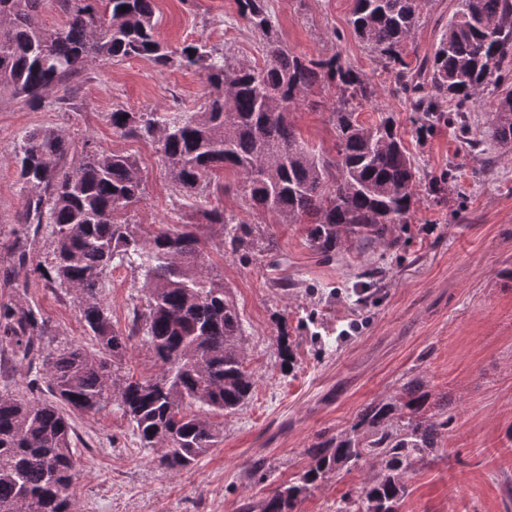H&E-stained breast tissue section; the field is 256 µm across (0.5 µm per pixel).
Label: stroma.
I'll return each mask as SVG.
<instances>
[{
	"label": "stroma",
	"instance_id": "35a3bbf8",
	"mask_svg": "<svg viewBox=\"0 0 512 512\" xmlns=\"http://www.w3.org/2000/svg\"><path fill=\"white\" fill-rule=\"evenodd\" d=\"M158 32L172 47L199 42L229 47L234 60H259V37L236 13L234 0H155ZM283 43L294 53L339 55L375 85V103L362 122L410 112L393 93L391 75L351 35L353 0H268ZM208 89L196 70L156 67L144 59L100 62L68 83L49 88L41 105L0 100V264L10 262L14 238H37L11 279L0 278V304L26 303L56 329L58 345L92 347L72 296L44 287L30 271L50 245L47 226L24 221L25 194L14 151L28 131L53 128L70 143L77 161L85 142L136 158L144 198L127 214L143 237L193 225L206 242L212 273L224 279L239 308L246 368L255 378L251 398L221 416L224 440L193 467L178 473L155 465L118 406L96 415L77 414L81 440L73 512H239L243 500L266 494L294 478L305 453L325 430L346 428L372 400L395 393L422 376L447 396L453 421L434 460L410 474L401 512H512V151L493 142L475 149L455 129L440 127L424 143L405 141L422 174L448 164L459 178L457 198L436 207L420 201L410 224L396 229L399 246L349 248L326 261L308 241L304 224H274L275 257L242 262L225 251L224 231L185 206L170 183L153 144L113 131L112 110L194 112ZM336 92L314 86L294 108L296 129L323 154L336 153L331 114ZM386 276L367 311L357 291L364 270ZM101 295L117 329L142 306L141 281L124 267L107 277ZM292 289H282V282ZM287 335L294 365L283 369L276 339ZM264 458L268 478L258 483L246 468ZM367 469L334 477L299 503L297 512H334L336 500L362 485Z\"/></svg>",
	"mask_w": 512,
	"mask_h": 512
}]
</instances>
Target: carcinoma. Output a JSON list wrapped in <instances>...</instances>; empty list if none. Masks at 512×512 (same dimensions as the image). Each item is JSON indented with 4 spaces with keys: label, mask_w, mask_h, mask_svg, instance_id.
Masks as SVG:
<instances>
[{
    "label": "carcinoma",
    "mask_w": 512,
    "mask_h": 512,
    "mask_svg": "<svg viewBox=\"0 0 512 512\" xmlns=\"http://www.w3.org/2000/svg\"><path fill=\"white\" fill-rule=\"evenodd\" d=\"M47 0H0V95L31 104L97 61L142 58L204 74L210 88L197 112L110 113L112 128L157 146L171 184L187 205L224 228V248L250 261L276 251L261 222L212 205L226 170L240 176L246 210L274 224H307L311 244L333 260L344 243L397 245L393 231L410 222L419 202L420 170L391 115L366 124L358 107L375 86L340 56L307 57L284 46L267 0H235L246 26L261 37L262 63L233 62L197 43L172 49L157 33L154 0H55L67 13L55 30L39 26ZM432 0H355L354 36L404 95L417 139L442 125L462 124L470 107L512 79V0H454L455 10L432 49L413 44ZM413 59L406 60L407 55ZM336 87L332 110L336 158L309 145L289 110L316 84ZM483 133L512 145V90L490 106ZM68 139L34 129L14 163L27 189L26 220H48L52 257L32 273L47 287L74 294L97 350L51 349L48 319L30 305L0 306V346L38 363L48 397L0 394V512H72L76 480L72 415L98 414L118 402L137 439L178 473L219 443L214 415L240 409L255 380L245 366L239 310L193 230L163 229L142 238L123 219L144 195L141 168L129 155L85 141L66 163ZM453 167L425 187L435 206L456 189ZM125 265L142 279L145 307L128 333L117 331L101 296L103 280ZM161 363L149 379L126 378L122 361L132 336ZM448 396L420 376L398 393L368 403L346 429L323 433L306 449L309 463L240 512H296L330 478L367 466L362 486L336 501V512H395L409 494L408 476L434 456L448 429Z\"/></svg>",
    "instance_id": "obj_1"
}]
</instances>
